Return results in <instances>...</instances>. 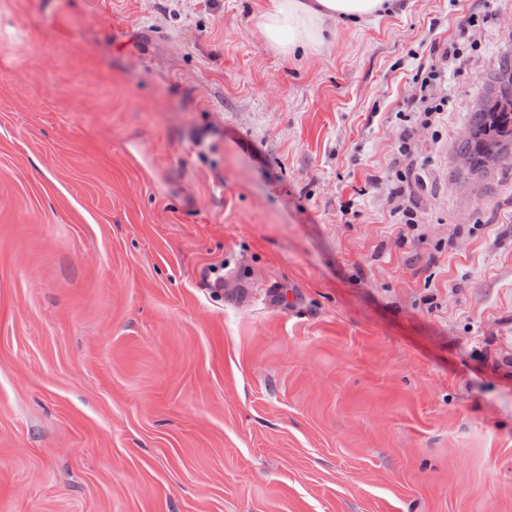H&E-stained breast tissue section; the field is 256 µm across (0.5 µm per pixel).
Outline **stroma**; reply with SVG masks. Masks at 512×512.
Segmentation results:
<instances>
[{
	"mask_svg": "<svg viewBox=\"0 0 512 512\" xmlns=\"http://www.w3.org/2000/svg\"><path fill=\"white\" fill-rule=\"evenodd\" d=\"M264 2L0 0V512H512V154H456L512 0ZM257 28L285 54L320 51L335 37L337 21L366 22L391 11L396 0H269ZM471 58V53L463 44H446L436 64H431L421 79L419 94L406 105L404 121H410L422 127H432L439 122L441 115L448 109V95L443 93L442 83L448 68L461 72Z\"/></svg>",
	"mask_w": 512,
	"mask_h": 512,
	"instance_id": "1",
	"label": "stroma"
}]
</instances>
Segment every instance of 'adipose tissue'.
Returning a JSON list of instances; mask_svg holds the SVG:
<instances>
[{"label":"adipose tissue","instance_id":"adipose-tissue-1","mask_svg":"<svg viewBox=\"0 0 512 512\" xmlns=\"http://www.w3.org/2000/svg\"><path fill=\"white\" fill-rule=\"evenodd\" d=\"M395 0H270L257 28L283 53L329 46L337 22L360 23L391 11Z\"/></svg>","mask_w":512,"mask_h":512}]
</instances>
